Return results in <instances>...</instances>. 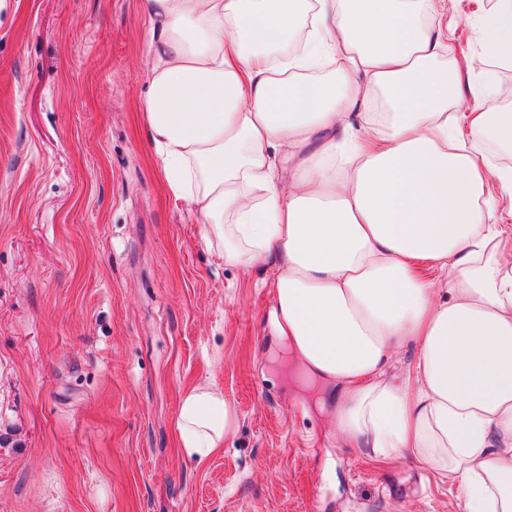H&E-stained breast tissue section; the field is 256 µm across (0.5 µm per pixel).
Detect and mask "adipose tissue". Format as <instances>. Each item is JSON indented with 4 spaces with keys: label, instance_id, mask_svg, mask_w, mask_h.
Returning <instances> with one entry per match:
<instances>
[{
    "label": "adipose tissue",
    "instance_id": "1",
    "mask_svg": "<svg viewBox=\"0 0 512 512\" xmlns=\"http://www.w3.org/2000/svg\"><path fill=\"white\" fill-rule=\"evenodd\" d=\"M445 0H143L148 139L174 200L225 263L273 271L271 323L333 420L384 464L406 456L512 512V106L462 90ZM493 85L512 64V0L482 22ZM451 61V69L439 60ZM416 357L387 373L394 348ZM238 412L185 391L177 445L202 462Z\"/></svg>",
    "mask_w": 512,
    "mask_h": 512
}]
</instances>
